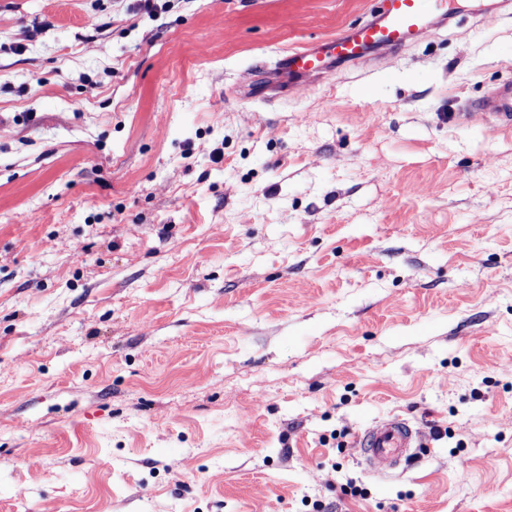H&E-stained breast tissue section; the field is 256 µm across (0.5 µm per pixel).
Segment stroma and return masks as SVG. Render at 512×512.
<instances>
[{
	"label": "stroma",
	"instance_id": "35a3bbf8",
	"mask_svg": "<svg viewBox=\"0 0 512 512\" xmlns=\"http://www.w3.org/2000/svg\"><path fill=\"white\" fill-rule=\"evenodd\" d=\"M499 2L273 99L375 0H0V512H512ZM478 107L498 127L512 130V81L491 87L478 103ZM425 446L421 433L406 420L389 417L360 432L355 448L366 466L389 473ZM413 448L415 450L411 452Z\"/></svg>",
	"mask_w": 512,
	"mask_h": 512
}]
</instances>
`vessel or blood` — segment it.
<instances>
[{"label":"vessel or blood","instance_id":"b4317fda","mask_svg":"<svg viewBox=\"0 0 512 512\" xmlns=\"http://www.w3.org/2000/svg\"><path fill=\"white\" fill-rule=\"evenodd\" d=\"M447 23L446 0H380L378 8L360 24L331 39L310 42L278 55L277 68L287 72L289 82L317 81L338 65L367 62L378 50H400ZM479 107L497 126L512 130V81L491 87ZM423 446L420 432L398 417L379 420L356 438L362 462L382 473L395 470L412 450Z\"/></svg>","mask_w":512,"mask_h":512}]
</instances>
